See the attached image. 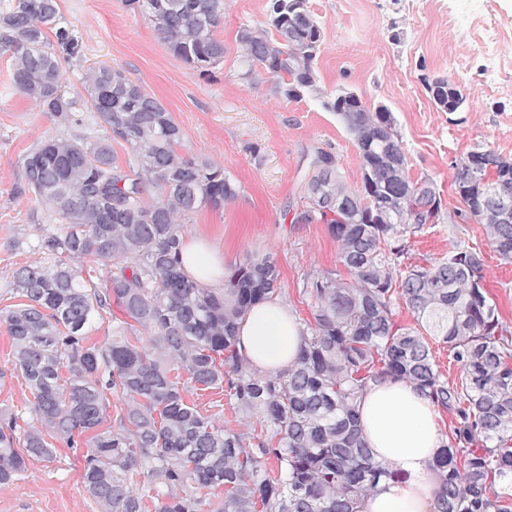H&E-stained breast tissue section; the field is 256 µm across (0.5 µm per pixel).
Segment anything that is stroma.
<instances>
[{"label": "stroma", "mask_w": 512, "mask_h": 512, "mask_svg": "<svg viewBox=\"0 0 512 512\" xmlns=\"http://www.w3.org/2000/svg\"><path fill=\"white\" fill-rule=\"evenodd\" d=\"M267 0H224L217 37L221 65L202 71L175 57L153 27L124 0H59L61 20L75 29L80 57L63 80L81 88L90 67L105 62L155 94L183 132V154L223 166L240 193L223 208H200L183 236H206L233 269L246 255H272L281 273V301L299 320L309 308L299 293L308 275L336 269L339 246L326 224L294 223L303 204L316 150L336 157L343 183L361 188V161L339 117L317 101L287 100L271 78L248 85L240 77L241 26L264 24ZM323 31L317 76L327 92L357 93L386 105L402 136L412 177L432 178L444 200L440 223L408 238L410 262L425 264L458 241L476 243L490 293L512 326V265L504 263L476 223H453L460 205L453 162L483 147L512 160V0H309ZM496 62L499 78L488 84ZM446 76L466 99L457 112L437 111L423 85ZM51 113L11 87L0 61V310L14 308L6 290L18 268L41 260L45 224L30 221L34 197L23 189L22 156L62 134ZM11 340L0 324V407L24 410L31 394L11 365ZM53 458L29 459L10 484L0 485V512H102L85 491L82 451L52 438Z\"/></svg>", "instance_id": "35a3bbf8"}]
</instances>
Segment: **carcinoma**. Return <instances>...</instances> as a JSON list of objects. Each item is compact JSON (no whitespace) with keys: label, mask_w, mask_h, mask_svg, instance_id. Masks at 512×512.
I'll return each mask as SVG.
<instances>
[{"label":"carcinoma","mask_w":512,"mask_h":512,"mask_svg":"<svg viewBox=\"0 0 512 512\" xmlns=\"http://www.w3.org/2000/svg\"><path fill=\"white\" fill-rule=\"evenodd\" d=\"M126 3L186 64L203 70L224 61L216 37L224 0ZM267 16V25L237 33L242 75L252 84L263 70L288 100L307 93L339 115L363 188L349 190L335 156L316 151L306 191L324 183L325 192L308 196L294 223L327 224L352 281L337 269L303 280L311 319L295 363L280 371L247 368L237 336L255 304L281 293L276 261L246 256L219 292L180 267L183 225L203 206L236 199L239 186L223 167L182 154L170 112L122 70L99 65L82 90L64 89L63 65L81 44L59 25L58 0H0V59L11 83L65 126L79 123V99L98 118L21 159L25 188L44 212L32 219L59 224L39 240L43 260L13 273L8 293L25 303L3 315L14 369L33 396L30 414L86 448L82 483L103 512H202L205 497L221 492L214 512H361L378 481L398 471L373 458L357 401L374 384L404 380L452 418L429 465L438 512H512V327L491 302L480 252L460 242L426 266L404 264L405 237L441 219L440 190L426 175L410 176L386 106L318 86L321 31L308 0H267ZM426 87L441 111L465 103L447 76ZM488 154L492 182L471 179L464 156L455 164L465 208L453 219L481 225L500 259L512 262V217L481 205L496 185L512 183V161ZM89 258L106 274L92 276ZM402 306L414 324L396 322ZM96 320L111 322L112 335L90 343ZM435 344L450 352L458 380L440 372ZM208 390L236 413L260 415V429H226L186 399ZM112 393L124 400L115 414ZM22 418L0 414V484L14 481L28 457L53 458L45 434L23 428Z\"/></svg>","instance_id":"obj_1"}]
</instances>
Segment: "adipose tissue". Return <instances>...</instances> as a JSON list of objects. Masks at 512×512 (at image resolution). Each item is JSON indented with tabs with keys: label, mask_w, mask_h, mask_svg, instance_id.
<instances>
[{
	"label": "adipose tissue",
	"mask_w": 512,
	"mask_h": 512,
	"mask_svg": "<svg viewBox=\"0 0 512 512\" xmlns=\"http://www.w3.org/2000/svg\"><path fill=\"white\" fill-rule=\"evenodd\" d=\"M181 260L185 273L199 285L221 287L224 259L205 239L183 242ZM238 336L254 367L279 370L295 361L302 327L278 299L272 298L252 308ZM357 411L362 435L375 460L400 472L398 478L379 481L365 498L361 512H434L436 486L429 464L442 437L431 400L410 383L389 380L366 390Z\"/></svg>",
	"instance_id": "obj_1"
}]
</instances>
